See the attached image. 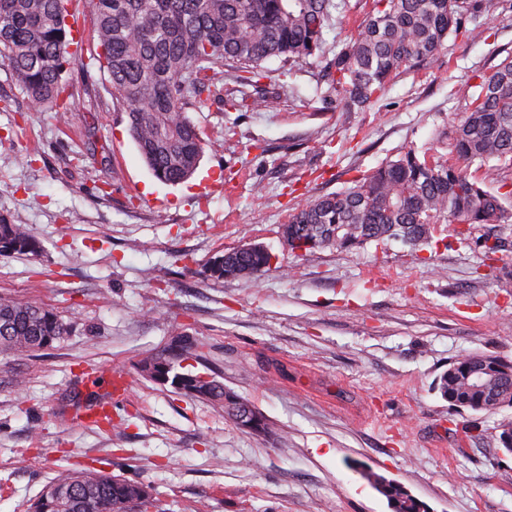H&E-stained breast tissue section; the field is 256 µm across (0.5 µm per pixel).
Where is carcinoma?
Listing matches in <instances>:
<instances>
[{
    "instance_id": "cac0c4a2",
    "label": "carcinoma",
    "mask_w": 512,
    "mask_h": 512,
    "mask_svg": "<svg viewBox=\"0 0 512 512\" xmlns=\"http://www.w3.org/2000/svg\"><path fill=\"white\" fill-rule=\"evenodd\" d=\"M69 0H0V68L37 110L78 111L62 75L75 64L68 52ZM96 18L100 67L125 106L129 131L148 169L176 185L193 176L204 149L198 128L184 111L224 93L236 109L268 107L269 100L238 97L217 88L218 69L235 64L236 84L268 77L271 59L303 63L323 44L334 0H90ZM479 0H374L362 30L330 62L325 76L336 93L365 104L397 72L436 62L451 35L476 38ZM469 110L455 129L456 162L420 156L409 149L398 159L353 181L344 190L318 196L296 208L281 235L288 250L361 248L400 240L417 249L431 243L436 226L448 222L459 236L492 226L479 242L487 255L505 250L512 232V189L494 193L469 167L491 160L512 162V57L505 58L469 95ZM39 246L22 224L0 216V255L36 254ZM271 268L261 245L218 256L211 276L257 279ZM70 325L36 302L0 297V355H21L52 346ZM141 373L186 395L225 409L239 396L213 376L175 371L174 361L145 360ZM437 389L456 410L492 414L512 407V362L472 355L451 363ZM501 450L512 454V420L498 426ZM393 512H421L422 505L399 484L370 474ZM28 512H158L151 488L95 470H65L32 500Z\"/></svg>"
}]
</instances>
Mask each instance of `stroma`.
Instances as JSON below:
<instances>
[{
    "mask_svg": "<svg viewBox=\"0 0 512 512\" xmlns=\"http://www.w3.org/2000/svg\"><path fill=\"white\" fill-rule=\"evenodd\" d=\"M373 0H340L319 56L267 62L244 86L264 111L189 103L204 151L185 183L158 181L112 96L87 0H70L82 111L30 109L0 68V214L37 255L0 256V295L53 309L72 331L32 356L0 355V512H27L56 471L143 481L161 512H391L367 473L426 512H512L502 414L449 407L435 383L473 354L512 361V279L477 238L441 225L431 245L288 251L281 229L306 200L337 192L401 152L450 154L478 85L512 54V0H483L479 40L449 37L437 64L397 73L365 105L324 78ZM249 244L275 257L260 279L217 280L219 255ZM202 341L225 388L273 425L264 436L142 375L178 337ZM120 374L92 385L89 371ZM111 401L106 428L80 418Z\"/></svg>",
    "mask_w": 512,
    "mask_h": 512,
    "instance_id": "stroma-1",
    "label": "stroma"
}]
</instances>
